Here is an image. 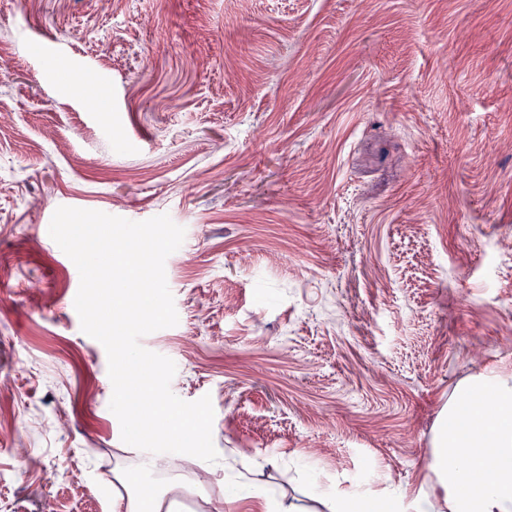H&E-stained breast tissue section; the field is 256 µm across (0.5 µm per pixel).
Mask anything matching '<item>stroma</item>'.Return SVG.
<instances>
[{
	"instance_id": "1",
	"label": "stroma",
	"mask_w": 512,
	"mask_h": 512,
	"mask_svg": "<svg viewBox=\"0 0 512 512\" xmlns=\"http://www.w3.org/2000/svg\"><path fill=\"white\" fill-rule=\"evenodd\" d=\"M61 206L185 228L141 339L212 399L182 512L227 458L411 491L456 386L512 369V0H0V512H114L142 456Z\"/></svg>"
}]
</instances>
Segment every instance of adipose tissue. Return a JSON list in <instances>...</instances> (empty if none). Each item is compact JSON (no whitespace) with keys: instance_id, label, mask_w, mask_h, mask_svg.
Returning <instances> with one entry per match:
<instances>
[{"instance_id":"1","label":"adipose tissue","mask_w":512,"mask_h":512,"mask_svg":"<svg viewBox=\"0 0 512 512\" xmlns=\"http://www.w3.org/2000/svg\"><path fill=\"white\" fill-rule=\"evenodd\" d=\"M134 427L145 432H165L166 445L150 449L140 469L158 473L168 467L171 454L190 453L171 418L157 414L137 419ZM454 455H447V448ZM492 481H482L484 471ZM429 479L416 493H395L372 501L356 492L342 493L309 479L305 496L311 512H512V369L490 367L462 381L442 410L428 464ZM115 512H178L185 487L171 481L151 487L149 494L135 489L131 476L114 471ZM234 500L262 501L265 512H304L295 502L268 496L265 488L242 474L224 477V499L215 512Z\"/></svg>"}]
</instances>
